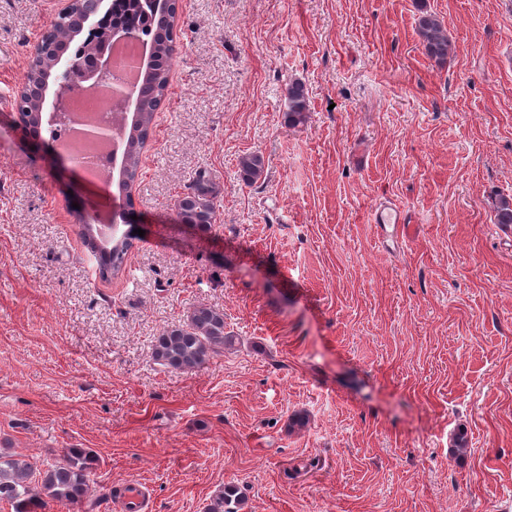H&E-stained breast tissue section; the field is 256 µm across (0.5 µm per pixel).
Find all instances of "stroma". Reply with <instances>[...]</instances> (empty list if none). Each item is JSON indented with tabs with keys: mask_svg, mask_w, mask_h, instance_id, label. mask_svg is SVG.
<instances>
[{
	"mask_svg": "<svg viewBox=\"0 0 512 512\" xmlns=\"http://www.w3.org/2000/svg\"><path fill=\"white\" fill-rule=\"evenodd\" d=\"M56 8L0 0V453L97 460L87 497L45 512H125L131 482L147 512H206L227 485L242 512H512V0H179L132 189L145 235L109 281L73 213L109 196L9 118ZM201 172L209 234L175 212ZM385 202L406 225L373 223ZM201 303L234 347L156 363ZM419 34L426 53L439 62L448 58L450 43L442 23L434 15L420 18ZM287 109L284 113L288 125L296 126L304 123L309 117V98L303 83L295 81L290 83L286 95ZM238 170L241 180L246 185H251L262 173L263 160L258 154L246 155L240 159Z\"/></svg>",
	"mask_w": 512,
	"mask_h": 512,
	"instance_id": "1",
	"label": "stroma"
}]
</instances>
